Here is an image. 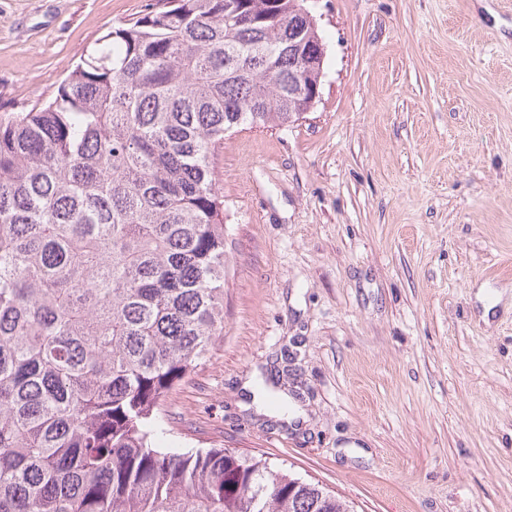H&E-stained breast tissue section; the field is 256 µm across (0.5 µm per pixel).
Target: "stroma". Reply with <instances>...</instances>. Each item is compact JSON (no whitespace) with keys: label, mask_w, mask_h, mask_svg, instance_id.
<instances>
[{"label":"stroma","mask_w":512,"mask_h":512,"mask_svg":"<svg viewBox=\"0 0 512 512\" xmlns=\"http://www.w3.org/2000/svg\"><path fill=\"white\" fill-rule=\"evenodd\" d=\"M149 0H0V106L49 97ZM303 119L242 126L224 334L165 399V448L261 454L356 512H512V0H310ZM292 397L300 421L267 409Z\"/></svg>","instance_id":"obj_1"}]
</instances>
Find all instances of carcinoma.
Returning a JSON list of instances; mask_svg holds the SVG:
<instances>
[{
	"instance_id": "carcinoma-1",
	"label": "carcinoma",
	"mask_w": 512,
	"mask_h": 512,
	"mask_svg": "<svg viewBox=\"0 0 512 512\" xmlns=\"http://www.w3.org/2000/svg\"><path fill=\"white\" fill-rule=\"evenodd\" d=\"M0 114V512H352L227 448H162L161 402L224 335V134L284 125L313 19L160 0Z\"/></svg>"
}]
</instances>
